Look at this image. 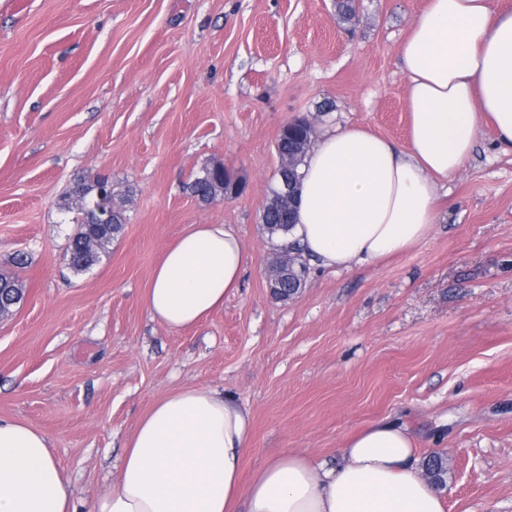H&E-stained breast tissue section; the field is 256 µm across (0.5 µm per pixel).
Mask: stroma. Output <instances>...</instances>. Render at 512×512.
<instances>
[{
	"label": "stroma",
	"mask_w": 512,
	"mask_h": 512,
	"mask_svg": "<svg viewBox=\"0 0 512 512\" xmlns=\"http://www.w3.org/2000/svg\"><path fill=\"white\" fill-rule=\"evenodd\" d=\"M426 0H30L0 9V273L24 301L0 319V417L45 432L78 512L111 489L127 437L187 387L254 419L251 478L274 456L334 459L352 432L406 418L448 461L446 512H512V154L484 129L445 181L430 236L350 271L311 267L278 299L260 214L275 144L297 118L407 140L399 47ZM242 182L199 202L192 173ZM131 191L98 263L69 264L74 179ZM193 224H228L250 256L240 291L169 330L144 295ZM27 263L16 267V255Z\"/></svg>",
	"instance_id": "1"
}]
</instances>
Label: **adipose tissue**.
Wrapping results in <instances>:
<instances>
[{
  "label": "adipose tissue",
  "mask_w": 512,
  "mask_h": 512,
  "mask_svg": "<svg viewBox=\"0 0 512 512\" xmlns=\"http://www.w3.org/2000/svg\"><path fill=\"white\" fill-rule=\"evenodd\" d=\"M407 78L405 145L367 129L325 132L300 172L282 246L350 270L426 240L438 183L470 159L484 125L512 153V8L493 0H426L399 49ZM245 245L226 224H194L165 250L144 296L170 330L199 324L241 288ZM248 409L223 391L159 399L125 442L117 481L93 512H446L420 475L419 437L400 419L354 432L335 461L286 453L250 481ZM0 512H76L49 437L0 418Z\"/></svg>",
  "instance_id": "ef3b65f1"
}]
</instances>
